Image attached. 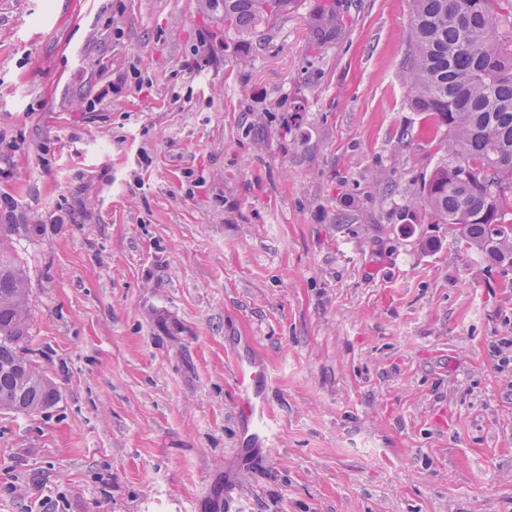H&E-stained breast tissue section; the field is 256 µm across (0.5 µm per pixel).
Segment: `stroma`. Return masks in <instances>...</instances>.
I'll return each mask as SVG.
<instances>
[{"mask_svg": "<svg viewBox=\"0 0 512 512\" xmlns=\"http://www.w3.org/2000/svg\"><path fill=\"white\" fill-rule=\"evenodd\" d=\"M0 0V224H29L30 357L0 512H512V288L420 206L445 153L402 79L407 0ZM224 25L228 28L257 27L277 19L288 10L291 0H221ZM239 415L246 427L248 442L253 448H270L272 430L269 423L267 388L269 379L266 371L250 357H241L237 361Z\"/></svg>", "mask_w": 512, "mask_h": 512, "instance_id": "1", "label": "stroma"}]
</instances>
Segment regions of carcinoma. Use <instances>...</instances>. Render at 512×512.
<instances>
[{
  "mask_svg": "<svg viewBox=\"0 0 512 512\" xmlns=\"http://www.w3.org/2000/svg\"><path fill=\"white\" fill-rule=\"evenodd\" d=\"M221 2L224 27L245 29L280 17L291 0ZM409 14L403 68L411 104L430 113L431 133L442 134L441 149L458 161L438 164L421 204L482 259L512 268V219L500 197L512 183V56L499 47L498 0H409ZM318 32L338 33L336 11L321 14ZM20 230L0 224V410L35 414L54 405L58 389L28 356V277L13 251Z\"/></svg>",
  "mask_w": 512,
  "mask_h": 512,
  "instance_id": "1",
  "label": "carcinoma"
}]
</instances>
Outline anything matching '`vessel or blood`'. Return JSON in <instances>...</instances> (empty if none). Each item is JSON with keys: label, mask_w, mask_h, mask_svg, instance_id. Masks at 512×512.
<instances>
[{"label": "vessel or blood", "mask_w": 512, "mask_h": 512, "mask_svg": "<svg viewBox=\"0 0 512 512\" xmlns=\"http://www.w3.org/2000/svg\"><path fill=\"white\" fill-rule=\"evenodd\" d=\"M236 373L240 393L238 410L246 427L248 442L259 450L271 447L267 373L248 357L238 359Z\"/></svg>", "instance_id": "b4317fda"}]
</instances>
